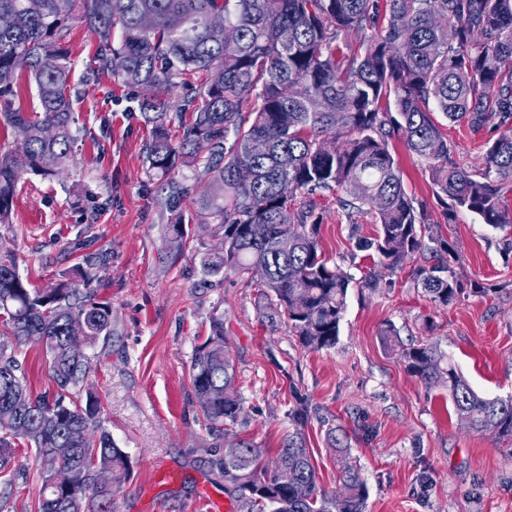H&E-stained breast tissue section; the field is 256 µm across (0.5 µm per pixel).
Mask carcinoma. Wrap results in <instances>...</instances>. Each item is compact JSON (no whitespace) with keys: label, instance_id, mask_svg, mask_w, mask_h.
Returning <instances> with one entry per match:
<instances>
[{"label":"carcinoma","instance_id":"obj_1","mask_svg":"<svg viewBox=\"0 0 512 512\" xmlns=\"http://www.w3.org/2000/svg\"><path fill=\"white\" fill-rule=\"evenodd\" d=\"M0 125L18 150L0 154V224L11 221L20 176L53 177L69 163L80 129L73 117L71 62L62 42L68 23L82 19L97 41L93 75H110L138 91L137 106L152 138L148 168L165 179L167 234L191 219L213 225L224 249L200 258L203 271L264 270V317L288 325L310 350L336 345L352 277L322 256L323 214L306 196L340 189L338 207L352 217L370 213L373 251L394 271L417 254L435 263L417 270L429 299L446 306L462 292L448 257V240L432 231L405 192L389 144L403 141L428 161V174L447 211L464 208L492 227L512 224L502 185L512 181V0H0ZM216 15L234 26L239 46L224 51L212 39ZM34 82L39 109L19 103L21 78ZM180 89L172 106L149 90ZM472 130L490 127L480 167L467 172L432 116ZM182 129L172 141L173 123ZM261 138L268 152L251 155ZM193 168L198 196L176 179ZM266 235L256 240L251 225ZM288 225V251L279 247ZM92 280L32 288L16 256L0 250V473L16 447L34 450L41 480L38 512H112V491L95 483L111 471L112 487L130 478L127 453L101 425L98 399L85 389L83 352L70 350L79 333L89 345L112 336V311L87 292ZM410 374L442 386L470 429L512 437V396L475 391L448 355L431 344L402 345L383 332ZM29 343L42 346L56 391L34 396L17 358ZM191 383L204 418L232 426L243 414L236 371L226 350L224 318L195 347ZM308 408L288 413L294 431L275 458L244 440L237 451L205 450L202 462L224 478L246 512H365L366 486L343 472V490L326 494L302 432Z\"/></svg>","mask_w":512,"mask_h":512}]
</instances>
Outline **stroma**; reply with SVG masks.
Listing matches in <instances>:
<instances>
[{"label": "stroma", "mask_w": 512, "mask_h": 512, "mask_svg": "<svg viewBox=\"0 0 512 512\" xmlns=\"http://www.w3.org/2000/svg\"><path fill=\"white\" fill-rule=\"evenodd\" d=\"M96 47L84 23H71L67 48L81 90L73 111L83 138L62 174L19 182L12 221L0 225V248L17 255L21 276L35 288L70 280L86 255L106 256L91 269V290L112 309V337L84 352L86 386L131 463L130 480L112 495L114 512H208L211 500L239 512L200 457L240 439L264 459L275 457L293 430L288 412L300 401L308 406L304 434L319 485L337 493L342 469H357L367 487L365 512H512V440L473 432L447 390L425 387L381 340L391 326L404 342L437 344L477 392L512 395V225L494 228L464 209L447 217L426 162L393 142L408 196L459 254L455 271L464 289L439 307L415 274L420 258L393 273L380 269L374 253L356 247L357 238L376 234L373 217L347 219L335 194L319 192L322 252L357 285L336 347L306 349L286 326L262 317L260 278L203 274L201 256L222 247L211 226L187 224L184 250L166 243L165 185L145 163L151 128L121 82L89 78ZM443 131L456 162L478 166L488 131L463 123ZM372 273L376 286L359 287ZM215 315L224 318L244 408L227 429L204 421L190 382L194 349ZM332 432L347 444L346 456L336 453ZM10 477L12 493L0 512H37L33 451L19 447Z\"/></svg>", "instance_id": "obj_1"}]
</instances>
